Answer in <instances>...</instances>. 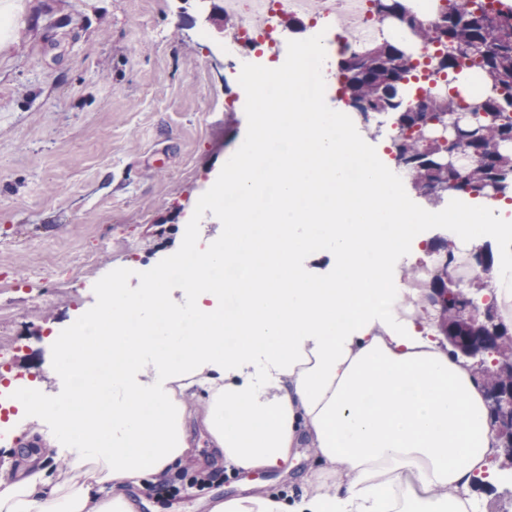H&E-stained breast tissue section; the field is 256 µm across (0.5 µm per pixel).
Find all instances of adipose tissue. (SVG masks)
I'll return each instance as SVG.
<instances>
[{
    "label": "adipose tissue",
    "instance_id": "ef3b65f1",
    "mask_svg": "<svg viewBox=\"0 0 512 512\" xmlns=\"http://www.w3.org/2000/svg\"><path fill=\"white\" fill-rule=\"evenodd\" d=\"M318 54L300 48L293 74L250 77L265 130L230 159L242 202L224 216V247L195 260L193 307L168 294L167 269L134 293L116 279L101 312L59 345L62 354L85 349L111 360L112 370L85 374L76 409L43 407L68 465L53 474L29 462L0 487V512H138L130 489L190 462L193 419L237 468L277 467L304 444L316 453L304 493L240 494L211 512H477L512 489L493 472L475 490V473L502 452L485 386L433 340L414 304L394 309L389 278L400 237L414 225L448 222L477 245L494 231V210L416 214L377 172L350 182L357 143L298 92ZM275 87L281 99L271 98ZM274 142L286 145L272 171L274 229L256 236L247 221L260 186L250 172ZM308 221L336 255L323 280L293 261L306 244L294 227ZM238 256L247 270L228 315L212 271ZM133 308L160 311L163 327L128 325Z\"/></svg>",
    "mask_w": 512,
    "mask_h": 512
}]
</instances>
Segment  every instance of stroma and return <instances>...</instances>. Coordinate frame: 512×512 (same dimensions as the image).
Segmentation results:
<instances>
[{
    "label": "stroma",
    "instance_id": "35a3bbf8",
    "mask_svg": "<svg viewBox=\"0 0 512 512\" xmlns=\"http://www.w3.org/2000/svg\"><path fill=\"white\" fill-rule=\"evenodd\" d=\"M0 0V346L11 389L55 401L48 371L72 324L100 312L114 276L136 290L188 246L224 237L227 160L255 132L257 98L221 0ZM279 51L320 46L322 109L336 111L339 56L307 20L279 26ZM177 495L132 489L140 512H211L238 493L299 487L298 448L275 469H228L200 426ZM213 475L208 490L195 471Z\"/></svg>",
    "mask_w": 512,
    "mask_h": 512
}]
</instances>
